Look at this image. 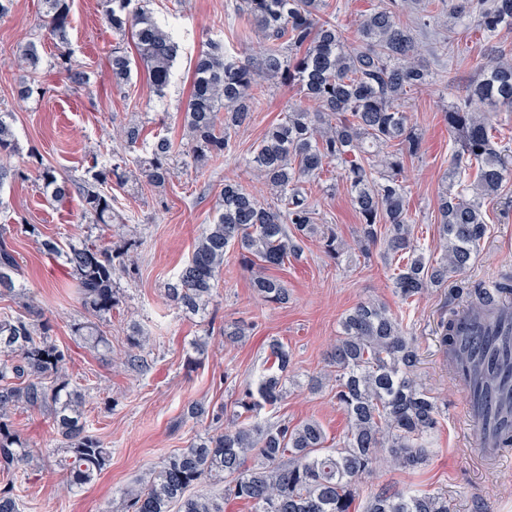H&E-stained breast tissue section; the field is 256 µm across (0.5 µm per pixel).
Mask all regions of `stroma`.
Masks as SVG:
<instances>
[{
    "label": "stroma",
    "instance_id": "obj_1",
    "mask_svg": "<svg viewBox=\"0 0 512 512\" xmlns=\"http://www.w3.org/2000/svg\"><path fill=\"white\" fill-rule=\"evenodd\" d=\"M238 0H151L150 8L176 35L180 54L165 98L150 88L143 69L132 73L130 85L116 89L107 78L112 47L119 42L102 8V0H73L70 57L83 71L86 87L74 89L58 65L59 51L42 26V0H13L10 13L0 18V112L10 115L18 149L7 162L22 169L23 177L0 185V240L6 241L19 263L17 281L27 297L0 299V309L28 315L37 308L51 334L67 348L68 375L85 395V418L91 432L111 450L101 474L90 484L64 491L67 471L62 466L61 437L46 411L19 408L9 424L27 445L44 457V466L18 477L15 492L21 512H122V491L147 470L159 468L171 452L198 438L216 433L229 415L239 386L263 375L268 345L277 340L291 356L286 395L276 410L262 419L276 423L319 421L336 444L349 421L337 404L328 354L340 321L358 302H385L401 317L419 349L417 374L436 397L439 424L431 436L424 464L413 470L392 469L379 461L362 480L361 495L390 485L414 493L448 496L454 512H512V452L482 458L478 437L464 416L463 400L439 343L440 321L449 308L466 307L467 290L475 282L512 272V181L498 198L486 202L488 231L466 272L451 275L447 285L433 289L412 304H404L392 288L393 265L382 246L364 256L357 244L359 217L339 173L306 183L305 191L317 212V233L304 240L299 259L274 274L290 296L283 306L262 303L255 294L252 274L237 257H230L217 277L205 313H182L164 295V287L188 260L205 224L216 212L225 181L242 182L261 201L270 194L255 180L248 161L266 128L283 118L290 106L303 102L296 85L269 83L251 124L230 140L229 150L203 168L176 164L175 176L157 188L130 172L125 187L113 188L118 217L111 225L86 224L79 218V200L57 202L44 194L37 166H53L58 174L82 179L93 164L111 161L120 146L113 129L129 121L142 122L147 134L161 133L179 151H186L183 112L189 96L196 56L208 43H222L226 53L241 61L263 50L258 33L236 12ZM443 28L434 25L418 36L419 58L433 72L454 67L455 81L433 80L410 94L406 111L410 124L423 136L422 158L406 162L409 215L425 253L437 251V201L450 168L453 142L444 113L477 79L482 45L463 49V60L450 65L440 46ZM36 44L42 64L28 76L19 64V51ZM30 80L33 93L22 99L17 90ZM39 225L44 237L66 243L91 238L102 244L135 242L137 267L121 276L123 299L101 327L111 341L109 350L92 348L74 336L73 324L87 321L73 279L62 260L46 255L39 241L24 231ZM333 229L343 243L339 259L326 256L320 233ZM252 324L250 336L227 342L224 327L235 321ZM138 326L150 343L142 356L145 370L123 362L126 336ZM205 342V354L192 344ZM323 378L321 388L312 381ZM204 402L210 417L189 416V406Z\"/></svg>",
    "mask_w": 512,
    "mask_h": 512
}]
</instances>
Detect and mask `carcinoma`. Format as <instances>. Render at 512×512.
<instances>
[{
    "label": "carcinoma",
    "mask_w": 512,
    "mask_h": 512,
    "mask_svg": "<svg viewBox=\"0 0 512 512\" xmlns=\"http://www.w3.org/2000/svg\"><path fill=\"white\" fill-rule=\"evenodd\" d=\"M149 0H103L112 31L130 38L133 59L112 49L110 79L124 86L133 68L141 65L157 97L166 95L179 45L159 25ZM412 0H380L364 15L354 42H348L328 0H239L238 11L261 34L262 54L242 62L209 44L195 59L192 91L184 112L189 156L204 166L230 149L231 132L248 125L259 104L264 83L297 84L318 110L298 105L265 131L250 165L269 189L263 202L237 181H226L216 214L197 241L166 295L183 312L197 314L208 302L219 270L231 254L257 269L252 288L266 303L288 302V288L266 274L301 252L313 233L316 210L303 184L319 179L331 165L341 170L360 218L359 246L364 253L377 245L387 229L384 252L396 260L394 293L409 304L448 277L470 266L486 233L483 207L512 177V146L489 121L481 103L495 111L512 109V55L494 39L512 26V0H448V13L468 20L450 27L443 42L457 45L461 35L477 34L485 43L478 80L462 100L448 105L444 120L454 139L450 179L438 197L437 224L441 254L427 260L420 252L408 220L406 159L423 154V139L408 123L402 102L409 93L430 83L431 73L417 58L418 42L401 16ZM47 33L67 48L71 29V0H44ZM71 84H87L84 72L73 67L69 54L59 56ZM29 73L41 64L37 46L19 53ZM124 152L112 155L102 169H90L79 182L60 177L38 163L39 178L50 197L64 199L77 189L81 216L89 224L112 223V179L124 177L135 164L147 182L163 186L174 177V143L163 136L144 137L143 126L132 122L118 132ZM17 149L14 130L0 114V157ZM44 251L63 259L76 281L83 308L92 316L112 314L121 300L116 277L135 270L128 252L117 253L86 239L62 247L41 242ZM331 259L341 251L336 233L322 235ZM19 265L7 245L0 243V292H15ZM488 288L469 289V307L512 313V273L502 274ZM457 311L440 322V344L458 348ZM74 334L97 347L107 344L93 323H77ZM149 343L137 327L128 335L127 364L146 368L141 352ZM68 351L55 343L48 323L39 319L0 317V473L42 467V456L28 449L7 423L19 407L45 408L66 441L67 485L91 483L104 469L110 451L89 434L83 421L85 396L71 385L66 369ZM336 368V400L345 410L349 429L336 448L327 446L321 424L307 420L295 425L259 420L261 410L276 406L286 393L292 364L288 347L269 345L267 374L257 387L245 385L224 431L170 454L160 466L124 492L125 512H224V501L241 499L252 512H352L357 486L381 456L399 468H414L429 455L428 439L437 428V401L415 374L419 354L403 321L376 300L359 303L342 321L331 352ZM486 390L512 385V347L483 355L474 365ZM224 484L223 499L192 495L203 480ZM0 512H21L7 483L0 489ZM364 512H452L444 494H411L384 488L369 497Z\"/></svg>",
    "instance_id": "cac0c4a2"
}]
</instances>
